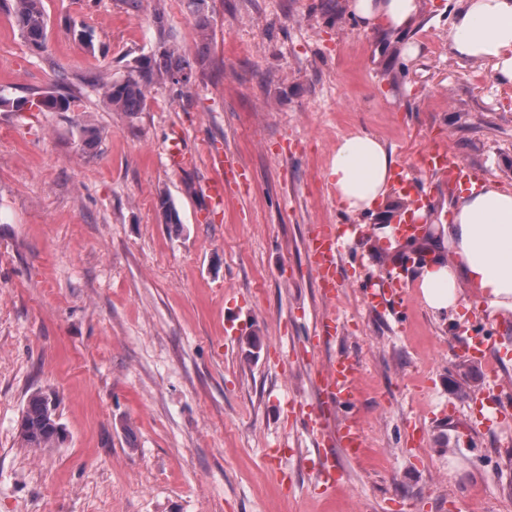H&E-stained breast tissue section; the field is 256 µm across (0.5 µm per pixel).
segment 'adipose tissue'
Masks as SVG:
<instances>
[{
  "label": "adipose tissue",
  "mask_w": 512,
  "mask_h": 512,
  "mask_svg": "<svg viewBox=\"0 0 512 512\" xmlns=\"http://www.w3.org/2000/svg\"><path fill=\"white\" fill-rule=\"evenodd\" d=\"M365 29L399 31L419 14L418 0H352ZM448 42L456 58L490 66L500 84L512 85V0H460ZM395 160L379 137L358 132L343 138L327 167L338 207L349 215L376 213L391 203ZM451 223L438 232L453 258L439 255L418 277L426 305L440 316L461 312L458 285L471 284L475 303L489 315L512 313V189L490 182L461 188Z\"/></svg>",
  "instance_id": "obj_1"
}]
</instances>
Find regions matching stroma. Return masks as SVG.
I'll use <instances>...</instances> for the list:
<instances>
[{
    "instance_id": "stroma-1",
    "label": "stroma",
    "mask_w": 512,
    "mask_h": 512,
    "mask_svg": "<svg viewBox=\"0 0 512 512\" xmlns=\"http://www.w3.org/2000/svg\"><path fill=\"white\" fill-rule=\"evenodd\" d=\"M208 4L203 35L188 0H42L37 50L0 0V512H512V414L481 423L471 399L512 398V314L473 308L467 284L460 321L415 287L371 307L366 285L409 256L377 233L398 211L344 214L325 179L341 138L380 136L426 192L436 237L454 194L419 152L449 147L511 188L512 87L451 53L457 0H419L393 39L363 30L350 0ZM163 35L195 61L190 83L113 110L99 79ZM49 93L69 111L32 108ZM215 150L250 177L226 180L220 211L205 193ZM314 224L355 232L333 302L308 262ZM333 314L344 326L326 341ZM470 333L493 342L481 360L459 355ZM339 354L359 364L368 449L337 456L346 477L327 489L295 411L320 405ZM38 390L63 428L51 449L18 443Z\"/></svg>"
}]
</instances>
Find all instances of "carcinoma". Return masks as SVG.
<instances>
[{
  "mask_svg": "<svg viewBox=\"0 0 512 512\" xmlns=\"http://www.w3.org/2000/svg\"><path fill=\"white\" fill-rule=\"evenodd\" d=\"M189 6L195 26L201 33H206L210 26L208 0H189ZM14 14L22 36L34 48H41L47 35V20L41 0H15ZM192 74L193 63L176 54V49L163 40L156 53L139 61L126 78L104 82L100 89L113 108L132 114L141 110L145 92L150 86L169 83L181 88L190 82ZM38 109L66 112L70 109V101L63 94H47L41 97ZM62 434L52 401L40 391L32 393L20 423L22 445L51 448Z\"/></svg>",
  "mask_w": 512,
  "mask_h": 512,
  "instance_id": "obj_1",
  "label": "carcinoma"
}]
</instances>
